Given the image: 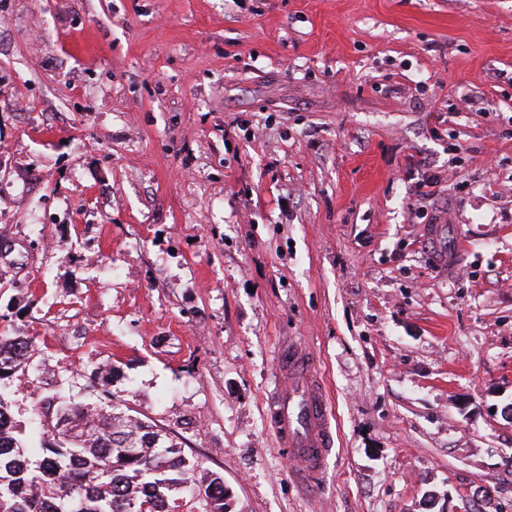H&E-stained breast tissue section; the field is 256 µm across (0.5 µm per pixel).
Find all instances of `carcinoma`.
<instances>
[{"mask_svg": "<svg viewBox=\"0 0 512 512\" xmlns=\"http://www.w3.org/2000/svg\"><path fill=\"white\" fill-rule=\"evenodd\" d=\"M47 360L36 337L0 334V383ZM111 378L101 371L93 402L41 393L26 432L0 391V512H228L223 476L123 410Z\"/></svg>", "mask_w": 512, "mask_h": 512, "instance_id": "1", "label": "carcinoma"}]
</instances>
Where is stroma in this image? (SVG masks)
Returning <instances> with one entry per match:
<instances>
[{"mask_svg":"<svg viewBox=\"0 0 512 512\" xmlns=\"http://www.w3.org/2000/svg\"><path fill=\"white\" fill-rule=\"evenodd\" d=\"M461 237L441 269L408 173ZM232 512H512V0H0V332ZM311 351L312 496L267 419ZM438 180L435 175L424 172L420 178L414 182L412 190V202L409 203L408 209L411 217L425 219L428 216L427 204L430 203L438 194Z\"/></svg>","mask_w":512,"mask_h":512,"instance_id":"obj_1","label":"stroma"}]
</instances>
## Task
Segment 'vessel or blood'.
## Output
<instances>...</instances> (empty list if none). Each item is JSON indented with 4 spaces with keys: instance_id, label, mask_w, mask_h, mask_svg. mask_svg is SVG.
<instances>
[{
    "instance_id": "vessel-or-blood-1",
    "label": "vessel or blood",
    "mask_w": 512,
    "mask_h": 512,
    "mask_svg": "<svg viewBox=\"0 0 512 512\" xmlns=\"http://www.w3.org/2000/svg\"><path fill=\"white\" fill-rule=\"evenodd\" d=\"M428 240L442 262L456 265L458 250L448 247V227L432 226ZM277 382L267 417L279 447L298 463L297 482L314 493L323 479L324 462L333 445L328 402L308 349L297 342L282 345L276 356Z\"/></svg>"
}]
</instances>
